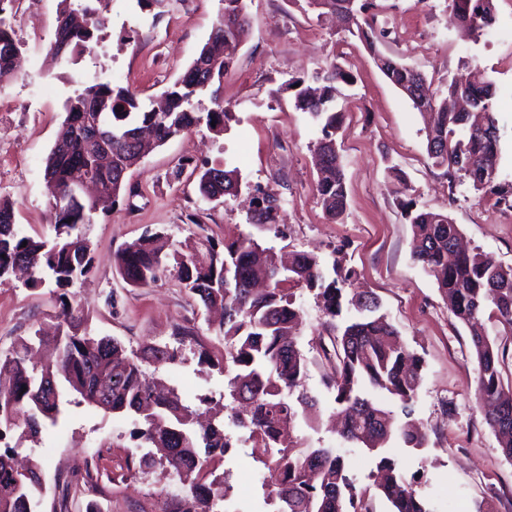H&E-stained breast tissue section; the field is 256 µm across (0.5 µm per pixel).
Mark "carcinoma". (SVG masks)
Returning <instances> with one entry per match:
<instances>
[{"mask_svg":"<svg viewBox=\"0 0 512 512\" xmlns=\"http://www.w3.org/2000/svg\"><path fill=\"white\" fill-rule=\"evenodd\" d=\"M5 2L0 0V83L14 77V59L21 47L5 16ZM308 3L314 9L340 8L348 31L359 37L373 59L383 62L380 70L397 88L410 87L420 76L411 66L380 54L377 44L390 31L377 29L369 21L374 0ZM450 6L458 30L466 36L479 34L494 20V0H450ZM245 8V0H224L199 55L164 92L160 110L145 107L135 93L97 76L67 98L62 130L44 169L54 235L47 239L21 234L14 203L1 198L0 283L18 268L29 271L30 288L41 285L46 272L59 288L89 274L92 248L79 228L117 205L124 183L117 182L114 170L136 167L151 145L161 146L203 125L216 135L228 130L233 113L224 107L214 84L233 66L229 48L249 35ZM106 28L107 22L89 4L68 7L61 13L52 47H62L66 53L78 47L87 50ZM353 79L351 71L331 64L318 77L321 86L317 88L303 79L292 81L295 107L320 125L316 192L331 219L343 216L347 207L345 175L336 150L340 113L332 103L336 85H348ZM206 92L213 107L204 111L199 96ZM493 97L490 84L455 79L448 84L447 95L415 102L413 107L428 109V158L446 168L449 183L459 175L475 190L495 197L496 205L512 209V182L501 183L485 174V165L498 164ZM455 99L484 111V133L467 130L469 113L448 108ZM143 130L151 132L153 142L140 140ZM82 168L94 172L100 193L58 210L75 171ZM240 187L235 168L204 166L200 170L199 192L206 201L234 196ZM281 207L280 199L265 193L249 223L276 231ZM402 210L412 227L411 258L434 277L452 315L467 326L485 317L512 333V265H494L479 252L459 248V227L448 215L419 209L412 200L402 203ZM160 239L157 232H145L116 255V264L133 287H147L173 270L204 309L224 310L219 326L223 351L217 355L203 351L199 359L224 365L229 375L224 395L230 404L221 409L230 411V424L242 430L237 440L248 443L250 457L268 472L262 479L263 504L277 505L275 512H372L374 488L393 512H430L397 461L387 455L388 444L396 438L408 448L420 449L426 447L427 437L411 421L422 359L399 342L397 330L379 313V299L371 292L346 298L339 284L348 281L351 272L336 262L332 278L319 259L307 253L294 254L291 267L285 269L273 249L249 235H239L221 248L210 243L202 256L188 259L165 252ZM298 286L316 292L324 314L333 320L345 304L357 312L354 319L333 326L338 364L324 384L345 420L339 430L342 442L380 455L370 487L358 485L337 449L303 448L294 440H283L285 427H293L299 418L311 422L320 410L318 398L299 390L307 375V359L296 340L301 312L294 292ZM57 303L62 318L58 335L49 338L36 330L0 354V512H39L44 491L41 467L18 465V446L10 445L7 438L36 437L46 426L59 424L65 406L82 403L132 418L137 425L135 436L150 448L138 466L160 465L181 476L196 474L184 512H213L215 502L225 500L232 486L224 475L205 469L204 459L221 461L234 447L225 433L226 424L207 417L213 398L200 399L206 411L193 410L175 390L157 389L143 371L146 363L175 362L178 349L150 343L129 354L110 336L89 335L79 306L68 294L58 295ZM471 336L484 420L499 436L503 455L512 460V388L504 387L501 378L507 349L490 339L485 329L474 328ZM48 340L58 350V359L53 366L39 367L31 362L29 352L33 342ZM368 388L399 401L401 413L375 402L366 393Z\"/></svg>","mask_w":512,"mask_h":512,"instance_id":"obj_1","label":"carcinoma"}]
</instances>
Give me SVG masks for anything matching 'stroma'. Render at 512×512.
I'll list each match as a JSON object with an SVG mask.
<instances>
[{
    "instance_id": "35a3bbf8",
    "label": "stroma",
    "mask_w": 512,
    "mask_h": 512,
    "mask_svg": "<svg viewBox=\"0 0 512 512\" xmlns=\"http://www.w3.org/2000/svg\"><path fill=\"white\" fill-rule=\"evenodd\" d=\"M378 25L390 28L383 54L424 74L431 91L449 80L475 77L496 88L498 178L512 182V0H495V20L478 37L462 36L448 0H376ZM222 0H108L106 52L87 50L72 64L50 54L61 0H9L8 14L22 43L19 79L0 84L13 105L0 118V198L15 205L22 234L51 236L44 182L45 159L65 119L63 104L77 83L96 75L136 93L141 102L160 96L180 78L206 42ZM248 39L235 52L219 96L234 114L216 136L206 128L169 140L126 176L128 190L108 215L85 225L93 270L67 286L84 308L91 335L111 336L127 349L147 343L176 345V363L154 374L178 390L186 405L201 394L220 396L227 378L221 367L200 363L203 350L223 348L209 314L199 309L178 280L166 276L144 288L120 276L115 255L145 230L164 232L173 249L190 257L207 241L221 244L249 234L277 252H306L324 264L351 270L349 288L372 292L401 341L424 360L412 418L428 437L426 448L395 443L390 454L416 478V492L434 512H512V461L483 422L476 398L470 330L450 314L434 278L410 254L412 231L401 201L447 212L467 247L512 265V213L494 207L470 182H449L426 150L420 112L389 82L362 42L306 0H247ZM336 63L353 71L354 84L337 87L334 106L343 115L336 148L347 186V209L330 220L318 202L313 150L319 126L294 106L289 82ZM238 167L245 182L283 201L279 231L251 224L242 198L211 203L197 192V165ZM54 281L29 288L0 284V352L36 328L56 322ZM302 311L299 347L309 360L303 387L319 398L323 422L294 430L306 446L338 448L360 485L371 484L379 458L339 442L326 422L334 395L324 383L331 364L322 344L330 329L313 292L297 290ZM194 338L178 343V328ZM131 418L81 405L69 407L60 426L22 444L21 456L40 464L44 494L40 512H159L170 490L161 468L128 472V458L143 451ZM222 468L231 496L214 512H250L262 499L263 467L246 449H232Z\"/></svg>"
}]
</instances>
